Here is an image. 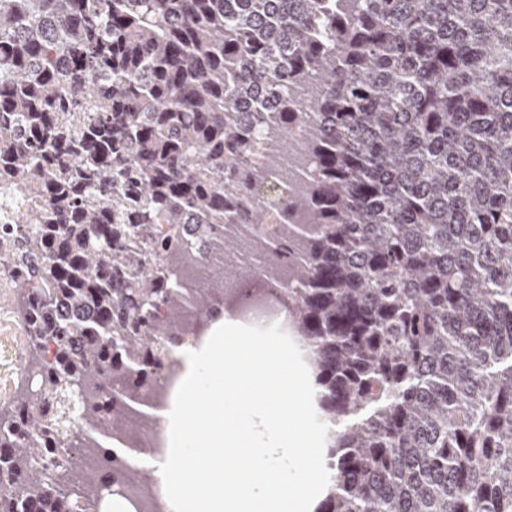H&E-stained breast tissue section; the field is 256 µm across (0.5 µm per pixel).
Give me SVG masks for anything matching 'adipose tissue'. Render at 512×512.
I'll list each match as a JSON object with an SVG mask.
<instances>
[{
	"label": "adipose tissue",
	"mask_w": 512,
	"mask_h": 512,
	"mask_svg": "<svg viewBox=\"0 0 512 512\" xmlns=\"http://www.w3.org/2000/svg\"><path fill=\"white\" fill-rule=\"evenodd\" d=\"M257 333L228 312L178 352V389L151 411L168 446L132 454L160 512H315L330 487L313 378L286 366L301 344L261 346Z\"/></svg>",
	"instance_id": "1"
}]
</instances>
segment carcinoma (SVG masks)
<instances>
[{
  "instance_id": "obj_1",
  "label": "carcinoma",
  "mask_w": 512,
  "mask_h": 512,
  "mask_svg": "<svg viewBox=\"0 0 512 512\" xmlns=\"http://www.w3.org/2000/svg\"><path fill=\"white\" fill-rule=\"evenodd\" d=\"M221 257L288 292L318 512H512V0H0V275L38 377L0 512H88L96 452L140 480L105 444L229 307Z\"/></svg>"
}]
</instances>
